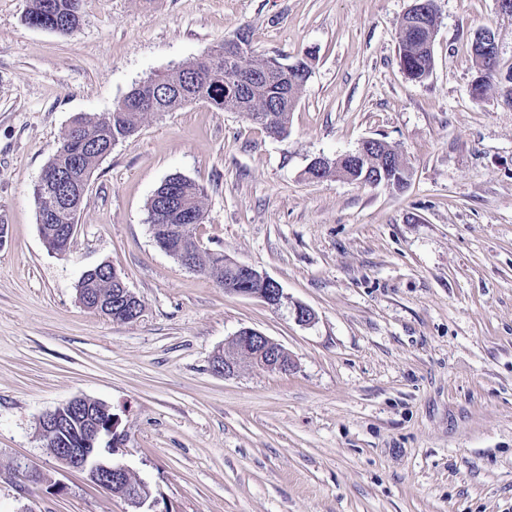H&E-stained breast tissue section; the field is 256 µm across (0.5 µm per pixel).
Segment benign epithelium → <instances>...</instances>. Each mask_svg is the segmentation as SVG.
I'll return each instance as SVG.
<instances>
[{
	"label": "benign epithelium",
	"instance_id": "benign-epithelium-1",
	"mask_svg": "<svg viewBox=\"0 0 512 512\" xmlns=\"http://www.w3.org/2000/svg\"><path fill=\"white\" fill-rule=\"evenodd\" d=\"M435 8L428 0H416L403 16L406 25H419L429 18ZM228 56L246 55L251 53L247 40L239 36L226 41V48L213 47L204 50L194 60L197 70L207 71L211 61L221 53ZM138 101L146 111L153 112L156 108V84L153 81L141 82L135 86ZM183 223L166 225L167 234L178 241L175 254L180 263L194 271V246L187 239V229L190 215L181 216ZM236 276L226 292L240 296L254 297L266 304L279 307L286 296L279 283L252 265L242 264L231 259L226 260ZM112 282L118 287L115 296V306L125 309L129 321L137 320L141 315L138 298L127 287L117 270H112ZM224 359L216 358L211 361V371L217 376L230 377L234 375L241 359L248 360L253 366L267 371L286 374L294 368V361L286 349L263 333L243 328L224 343ZM80 419L83 432L80 436V447L60 448L58 443L63 441L62 432L66 422L63 416L66 412ZM109 409L85 397H76L62 407L42 414L38 419V432L46 439L49 452L69 469L87 473L89 479L98 487L121 486L124 489V499L135 509L141 508L149 495L143 493L145 483L132 475L125 465L114 461L112 439V422H100V416ZM109 437L107 446H102L104 437Z\"/></svg>",
	"mask_w": 512,
	"mask_h": 512
}]
</instances>
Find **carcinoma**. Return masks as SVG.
I'll return each instance as SVG.
<instances>
[{
    "label": "carcinoma",
    "mask_w": 512,
    "mask_h": 512,
    "mask_svg": "<svg viewBox=\"0 0 512 512\" xmlns=\"http://www.w3.org/2000/svg\"><path fill=\"white\" fill-rule=\"evenodd\" d=\"M83 0H28L25 22L37 24L42 29L70 35L80 25ZM428 32L421 28L404 27L399 36L400 65L407 76L415 81L426 80L433 70L434 58L428 47ZM479 62L477 81L482 89L490 86L497 74L496 59L476 56ZM300 67L291 74L278 72L274 80L264 75L271 59L250 60L249 71L257 75L254 83L238 88H228L224 82V73L228 69V60L215 58L216 70L213 74H201L187 63L167 73L156 75L160 95L157 108L161 112H170L188 101H203L210 106L226 112H239L248 119L257 122L268 133L288 135V116L298 103L302 87L307 82L306 74L312 71L311 62L303 57L296 58ZM144 113L136 110L127 98L116 102L112 110L102 114H83L76 117L72 124L80 127L81 140L74 143L59 144L48 160L46 168L55 169L67 175L66 186L70 195L72 211L79 210L85 195L82 186L92 177L103 153L113 142H120L131 136L138 128ZM378 148L392 160L384 166L367 168V163L355 155H341L327 160L322 172L326 178L338 172H344L348 181L365 184L375 174L381 176L380 184L396 191L403 190L409 181L410 173L405 163L397 162V152L384 142ZM179 189L174 197L176 207L187 206L196 214V224L191 226V237H196V225L203 223L202 189L181 175L168 178L153 194L148 202L149 213H154L169 191ZM51 192H34L37 207L39 232L47 239V247L55 249L62 245L61 238L65 228L75 223L71 211H57L52 208ZM197 272L213 275L221 285L231 279L230 272L224 269V260L206 249H200L195 256ZM111 272L83 273L78 283V298L87 309L94 307L99 299L112 295Z\"/></svg>",
    "instance_id": "cac0c4a2"
}]
</instances>
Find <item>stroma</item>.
<instances>
[{"label": "stroma", "instance_id": "1", "mask_svg": "<svg viewBox=\"0 0 512 512\" xmlns=\"http://www.w3.org/2000/svg\"><path fill=\"white\" fill-rule=\"evenodd\" d=\"M411 3L86 0L60 35L0 0V512H132L37 431L76 397L110 409L114 458L151 491L141 512H512V105L496 82L470 94L478 30L512 69V14L436 0L418 83L398 58ZM242 29L259 56H315L287 136L200 101L148 114L95 169L69 253L50 252L34 188L72 118ZM368 138L402 155L403 191L306 178ZM175 174L204 189L201 245L266 272L282 306L155 245L148 202ZM103 262L136 321L79 302ZM243 328L294 369L214 375Z\"/></svg>", "mask_w": 512, "mask_h": 512}]
</instances>
